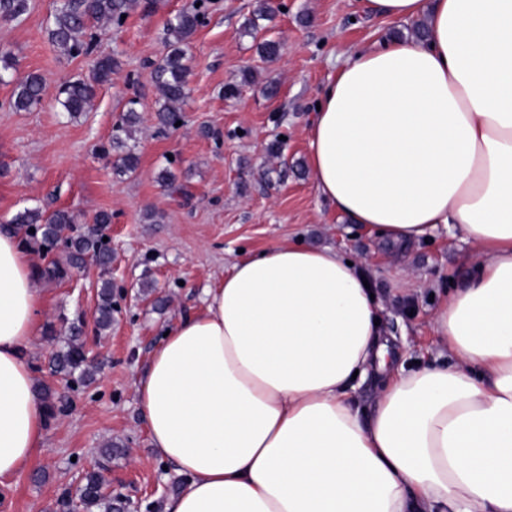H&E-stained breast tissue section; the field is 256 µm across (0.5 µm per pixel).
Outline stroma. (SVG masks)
Here are the masks:
<instances>
[{"label": "stroma", "mask_w": 512, "mask_h": 512, "mask_svg": "<svg viewBox=\"0 0 512 512\" xmlns=\"http://www.w3.org/2000/svg\"><path fill=\"white\" fill-rule=\"evenodd\" d=\"M189 2L142 0L122 27L95 25L93 52L69 60L47 32L56 0H30L27 13L0 21V54L13 56L15 76L34 72L45 86L37 109L15 112L7 106L11 86L0 84V232L15 236L40 271L34 286L43 310L26 357L38 389L50 390L57 406L43 450L0 485V512H68L63 491L93 470L106 471L113 496L126 502L123 512H163L183 478L152 448L136 382L163 331L198 311L205 289L241 253L288 242L336 248L374 282L392 358L414 368L441 351L430 331L434 300L461 283L470 243L442 235L394 245L333 209L308 163V130L339 57L402 35L407 24L366 15L361 0H283L284 11L267 24L281 54L263 65L241 29L259 0H208L207 23L187 49L191 94L182 122L162 130L151 72L166 51L168 19ZM105 55L119 57L122 68L98 89L91 110L76 118L62 112L59 84L88 75ZM253 66L255 82L225 96V83ZM269 84L275 94L265 93ZM133 97L140 101L139 166L119 176L117 156L106 148ZM165 169L187 196L160 181ZM27 208L68 210L80 233L96 213H111V265L89 264V276L78 281L43 277L42 269L66 254L60 247L41 253L13 224ZM106 280L128 295L113 297L109 330L93 327L80 338L99 351L95 371L54 373L51 360L68 327L94 312Z\"/></svg>", "instance_id": "1"}]
</instances>
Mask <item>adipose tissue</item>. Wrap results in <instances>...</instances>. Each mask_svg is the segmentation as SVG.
<instances>
[{"instance_id":"obj_1","label":"adipose tissue","mask_w":512,"mask_h":512,"mask_svg":"<svg viewBox=\"0 0 512 512\" xmlns=\"http://www.w3.org/2000/svg\"><path fill=\"white\" fill-rule=\"evenodd\" d=\"M422 21L345 57L309 129L335 210L402 245L473 251L431 327L451 360L392 366L359 264L279 245L237 261L153 350L136 397L187 477L165 512H512V0H362ZM42 296L0 233V484L44 446L25 350ZM385 378L370 414L356 378Z\"/></svg>"}]
</instances>
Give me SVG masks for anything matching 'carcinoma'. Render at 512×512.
Here are the masks:
<instances>
[{
    "label": "carcinoma",
    "mask_w": 512,
    "mask_h": 512,
    "mask_svg": "<svg viewBox=\"0 0 512 512\" xmlns=\"http://www.w3.org/2000/svg\"><path fill=\"white\" fill-rule=\"evenodd\" d=\"M139 6V0H61L57 3L53 19L48 29L49 38L66 58H75L87 54L93 46L92 24L106 22L116 27L123 23L121 16L129 15ZM283 5H273L271 0H262L260 7L243 23V33L257 40V54L264 63H271L279 56V42L267 35L263 20H271ZM29 9V0H0V19L13 20L25 14ZM205 0H191V3L173 15L167 21V51L155 64L153 81L159 92L156 117L164 128L173 127L181 119L180 105L188 97L189 66L186 47L192 36L206 23ZM119 68V61L111 56L99 58L90 74L83 78L63 83L57 95L62 111L77 117L89 110L95 89L112 81V74ZM43 79L30 73L15 81L8 100L9 108L15 111L29 112L37 108L42 100ZM139 102H127L125 113L116 124L110 149L117 150L115 170L119 175H128L138 167L139 157L136 145L131 143V129L137 123ZM13 224L26 225L35 229L30 238L39 247H54L58 242L66 243L68 253L66 265L55 264L42 275L54 280H63L69 272L87 262L92 257L101 266L112 262L110 250L94 233L80 237L66 235L74 217L64 210L49 215L42 211L25 210L17 213L11 220ZM98 330L105 331L112 325V283L102 284L99 302L94 312ZM81 330L76 324L70 328V338L66 346L52 358V365L58 372L67 374L83 369L89 375L94 364L86 362L82 346L79 343ZM102 474L91 471L84 477V483L78 489L80 502L85 508L101 506L104 512H112V497L102 492Z\"/></svg>",
    "instance_id": "1"
}]
</instances>
